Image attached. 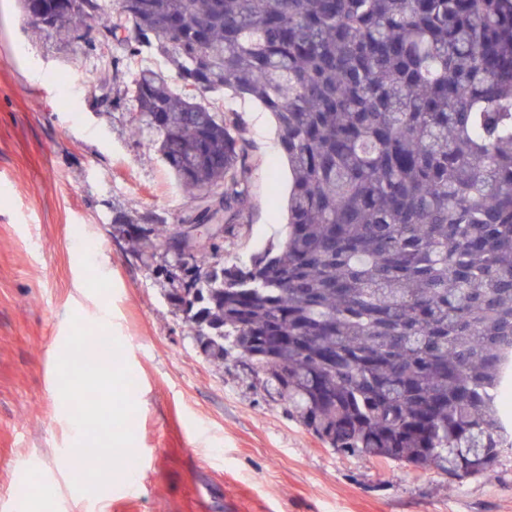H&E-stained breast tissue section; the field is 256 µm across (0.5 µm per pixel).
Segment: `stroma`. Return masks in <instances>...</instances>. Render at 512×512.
Returning <instances> with one entry per match:
<instances>
[{
    "label": "stroma",
    "mask_w": 512,
    "mask_h": 512,
    "mask_svg": "<svg viewBox=\"0 0 512 512\" xmlns=\"http://www.w3.org/2000/svg\"><path fill=\"white\" fill-rule=\"evenodd\" d=\"M111 51L40 35L0 0V512H512V454L463 479L343 455L241 364L203 356L167 299L169 263L141 259L128 233L193 213L157 134L131 137L121 92L138 63L167 62L147 51L116 68ZM215 100L251 145L242 219L217 255L239 265L284 236L291 174L271 112L229 90ZM107 329L111 384L68 393L69 365L86 360L76 339ZM90 392L100 416L75 417ZM129 422L134 470L69 468L79 436L120 448Z\"/></svg>",
    "instance_id": "stroma-1"
}]
</instances>
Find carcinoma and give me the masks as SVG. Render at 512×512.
Wrapping results in <instances>:
<instances>
[{"label":"carcinoma","mask_w":512,"mask_h":512,"mask_svg":"<svg viewBox=\"0 0 512 512\" xmlns=\"http://www.w3.org/2000/svg\"><path fill=\"white\" fill-rule=\"evenodd\" d=\"M48 37L98 22L131 73L133 134L234 224L251 173L229 89L276 118L288 232L168 292L217 365L233 358L333 450L490 477L512 452V0H20ZM172 227L132 228L141 256ZM116 454L90 448L95 469Z\"/></svg>","instance_id":"cac0c4a2"}]
</instances>
